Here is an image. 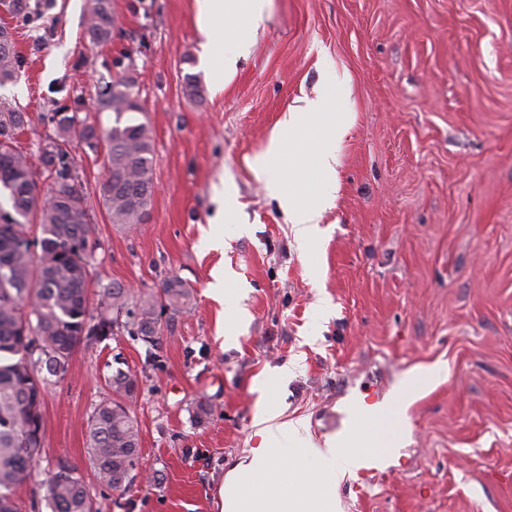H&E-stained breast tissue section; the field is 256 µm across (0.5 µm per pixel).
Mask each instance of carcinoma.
<instances>
[{"instance_id": "cac0c4a2", "label": "carcinoma", "mask_w": 512, "mask_h": 512, "mask_svg": "<svg viewBox=\"0 0 512 512\" xmlns=\"http://www.w3.org/2000/svg\"><path fill=\"white\" fill-rule=\"evenodd\" d=\"M13 18L41 12V3L0 0ZM112 0H89L85 34L93 45L112 41ZM12 38H0V85L19 70ZM131 77L106 83L99 95L114 118L106 136L103 202L112 223L131 228L149 219L153 180V145L148 129L128 115L142 111ZM42 119L55 136L39 147V159L52 180L42 193L27 153L17 136L29 122L26 113L0 102V512H17L15 487L27 477L45 443L43 395L46 378L64 377L91 330L103 338L121 332L155 347L162 336V314L187 310L192 289L172 277L160 292L135 297L120 282L102 289L97 307L88 297L90 227L87 200L78 183L70 146L98 147L93 124L60 108ZM41 237H29V225ZM107 384L112 396L101 401L88 419L90 462L98 479L124 493L137 478L139 424L128 407L137 390V375L116 369ZM46 497L51 512H93V501L76 469L66 464L50 472Z\"/></svg>"}]
</instances>
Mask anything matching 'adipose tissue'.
I'll use <instances>...</instances> for the list:
<instances>
[{"mask_svg": "<svg viewBox=\"0 0 512 512\" xmlns=\"http://www.w3.org/2000/svg\"><path fill=\"white\" fill-rule=\"evenodd\" d=\"M197 3V29L206 40V48L214 49L220 39L232 45L231 51L210 65L211 81L220 88L244 53L246 32L264 21L269 0ZM324 109L320 95L292 107L253 163L256 174L268 177L293 236L303 249L318 240L322 212L337 190L336 143L344 133L345 122H324ZM314 127L323 130L322 145L310 153L298 152L289 167H282L285 145ZM255 424L260 443L247 449L227 473L220 488L221 512H339L337 481L359 468L370 449L394 446L402 428L401 421L382 416L371 435L345 441L331 436L319 448L311 443L306 424L287 418L278 404H266ZM309 459L316 462V471L305 469Z\"/></svg>", "mask_w": 512, "mask_h": 512, "instance_id": "1", "label": "adipose tissue"}]
</instances>
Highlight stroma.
<instances>
[{
  "instance_id": "stroma-1",
  "label": "stroma",
  "mask_w": 512,
  "mask_h": 512,
  "mask_svg": "<svg viewBox=\"0 0 512 512\" xmlns=\"http://www.w3.org/2000/svg\"><path fill=\"white\" fill-rule=\"evenodd\" d=\"M28 25L0 12L22 59L0 100L31 122L18 141L42 189V113L73 104L98 134L105 82L135 80L154 147L150 218L111 223L105 152L71 147L87 195L90 296L121 282L193 290L155 349L120 334L80 346L47 380L45 445L15 491L20 512H51L44 482L76 467L97 512H220L226 471L260 441L263 401L304 420L312 442L368 428L364 399L412 384L387 472L346 475L342 512H512V0H270L223 90L208 81L196 0H112L114 31L84 34L86 0H42ZM200 90L188 94V76ZM341 86L338 189L322 238L298 249L252 164L290 106ZM236 204L210 244L222 198ZM240 291V321L210 296L216 271ZM125 363L141 476L126 493L95 476L88 418ZM290 377H281L282 367ZM210 413L196 420L198 403Z\"/></svg>"
}]
</instances>
